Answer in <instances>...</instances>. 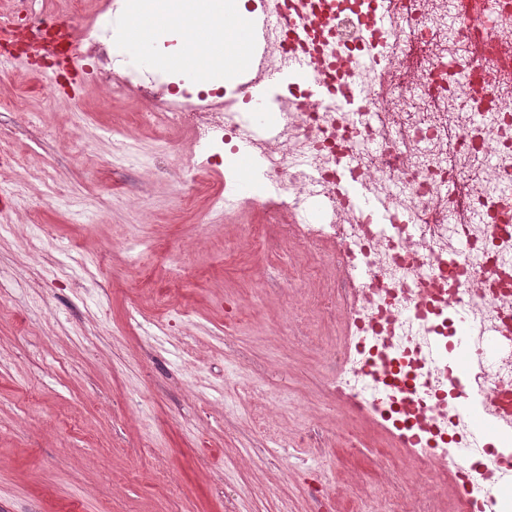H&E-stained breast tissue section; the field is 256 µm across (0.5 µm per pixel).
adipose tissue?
Returning <instances> with one entry per match:
<instances>
[{
    "instance_id": "obj_1",
    "label": "adipose tissue",
    "mask_w": 512,
    "mask_h": 512,
    "mask_svg": "<svg viewBox=\"0 0 512 512\" xmlns=\"http://www.w3.org/2000/svg\"><path fill=\"white\" fill-rule=\"evenodd\" d=\"M181 28L185 39L169 56L146 52L150 32ZM248 19L234 6H218L207 14L206 24L189 16L181 0H143L140 9L122 21L119 36L124 45L140 47L139 58L159 68L178 63L182 72L197 74L215 60L222 80L235 78L239 62L249 49Z\"/></svg>"
}]
</instances>
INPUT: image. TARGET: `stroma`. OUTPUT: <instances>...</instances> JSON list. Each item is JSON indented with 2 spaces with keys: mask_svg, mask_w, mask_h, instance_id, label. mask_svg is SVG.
I'll return each mask as SVG.
<instances>
[{
  "mask_svg": "<svg viewBox=\"0 0 512 512\" xmlns=\"http://www.w3.org/2000/svg\"><path fill=\"white\" fill-rule=\"evenodd\" d=\"M55 79L0 82V512H380L386 491L458 512L336 395L335 245L306 275L250 194L217 216L228 172L185 130Z\"/></svg>",
  "mask_w": 512,
  "mask_h": 512,
  "instance_id": "obj_1",
  "label": "stroma"
}]
</instances>
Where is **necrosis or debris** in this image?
Wrapping results in <instances>:
<instances>
[{
	"mask_svg": "<svg viewBox=\"0 0 512 512\" xmlns=\"http://www.w3.org/2000/svg\"><path fill=\"white\" fill-rule=\"evenodd\" d=\"M33 0H13L0 12L7 43L24 41V52L48 59L75 56L107 38L115 0H101L84 25L62 46L52 26L28 22ZM382 0H279L265 40L267 61L286 67L290 54L322 59L326 83L361 79L384 85L362 112L338 109L335 102L301 101L294 109L270 112L267 137L252 128L253 113L231 109L226 88L173 91L163 100L165 124L190 132L202 153L223 152L233 140L250 139L276 201L270 218L290 216L286 235L309 254L336 241L338 261L372 277L353 291L346 312L343 364L338 393L371 407L400 441L418 437L412 474L427 483L452 476L464 484L466 512H512V497L499 494L512 458L496 467L481 464L466 473L452 469L453 450L463 437L460 395L447 382L448 363L430 355L431 341L447 345L454 317L467 310L481 330L512 337V77L505 62L487 52L474 63L475 33L465 32L461 15L468 5L494 30H512V0H408L390 19L383 41L375 43L363 25ZM384 55L393 81L377 71L338 67V60L370 52ZM102 83L152 96L159 76L109 59L99 69ZM358 170L399 217L390 229L372 223L337 193L339 164L346 152ZM420 231L406 232L404 218ZM466 246L464 262L448 263L454 243ZM473 281L459 291L460 274ZM416 305L419 317L405 309ZM488 362L483 396L495 412L512 420V355L488 358L483 343L467 352Z\"/></svg>",
	"mask_w": 512,
	"mask_h": 512,
	"instance_id": "1",
	"label": "necrosis or debris"
}]
</instances>
